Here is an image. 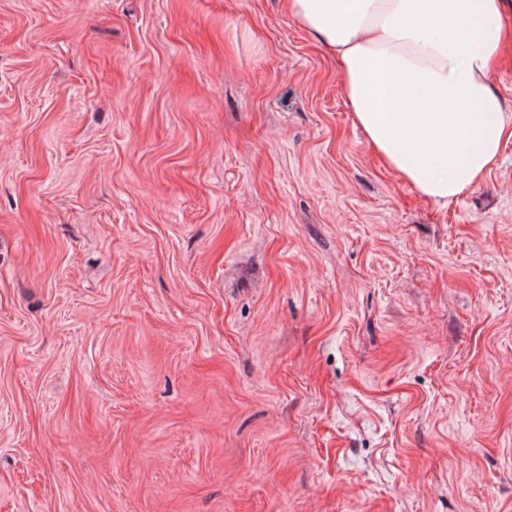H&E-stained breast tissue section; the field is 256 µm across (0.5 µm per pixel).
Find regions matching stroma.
<instances>
[{"mask_svg": "<svg viewBox=\"0 0 512 512\" xmlns=\"http://www.w3.org/2000/svg\"><path fill=\"white\" fill-rule=\"evenodd\" d=\"M0 512H512V138L440 208L285 0H0Z\"/></svg>", "mask_w": 512, "mask_h": 512, "instance_id": "obj_1", "label": "stroma"}]
</instances>
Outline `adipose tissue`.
<instances>
[{
	"mask_svg": "<svg viewBox=\"0 0 512 512\" xmlns=\"http://www.w3.org/2000/svg\"><path fill=\"white\" fill-rule=\"evenodd\" d=\"M336 57L342 95L371 150L445 207L496 164L507 110L492 83L504 0H287Z\"/></svg>",
	"mask_w": 512,
	"mask_h": 512,
	"instance_id": "1",
	"label": "adipose tissue"
}]
</instances>
